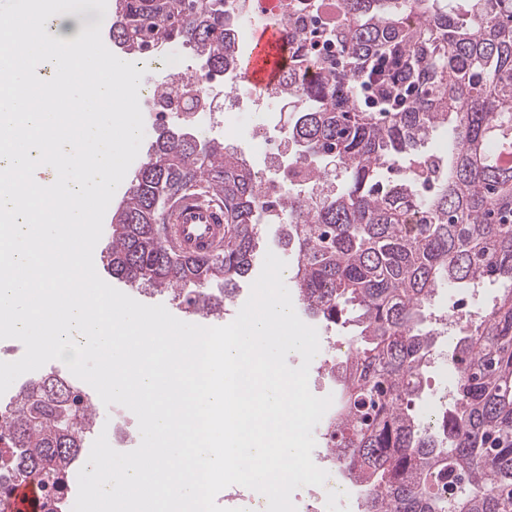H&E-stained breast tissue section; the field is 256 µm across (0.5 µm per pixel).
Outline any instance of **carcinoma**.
<instances>
[{
    "label": "carcinoma",
    "mask_w": 512,
    "mask_h": 512,
    "mask_svg": "<svg viewBox=\"0 0 512 512\" xmlns=\"http://www.w3.org/2000/svg\"><path fill=\"white\" fill-rule=\"evenodd\" d=\"M115 0L112 41L149 55L177 40L224 76L239 74V0ZM327 23L340 56L310 73L291 26L279 99L308 183L336 191L284 197L271 219L242 152L161 131L112 214V274L218 315L248 276L261 225H282L304 310L354 328L337 367L336 469L358 512H512V0H340ZM419 24L413 26L409 18ZM415 69L412 104L380 119L356 111L355 80L391 55ZM448 130V153L424 144ZM187 195L224 205V247L186 257L163 245L168 211ZM503 285L465 325L448 364L451 402L426 425L415 400L439 329L426 311L443 288ZM95 420L92 405L48 375L0 423V470L67 488Z\"/></svg>",
    "instance_id": "carcinoma-1"
}]
</instances>
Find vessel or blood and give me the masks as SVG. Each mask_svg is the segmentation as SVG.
Instances as JSON below:
<instances>
[{
  "label": "vessel or blood",
  "instance_id": "1",
  "mask_svg": "<svg viewBox=\"0 0 512 512\" xmlns=\"http://www.w3.org/2000/svg\"><path fill=\"white\" fill-rule=\"evenodd\" d=\"M291 43L286 32L266 17L254 22L251 42L244 53L240 78L252 91L274 85L290 61ZM164 244L175 251L204 256L224 245V211L214 202L190 196L173 208L165 226ZM40 487L35 479L13 490L7 512H41Z\"/></svg>",
  "mask_w": 512,
  "mask_h": 512
}]
</instances>
